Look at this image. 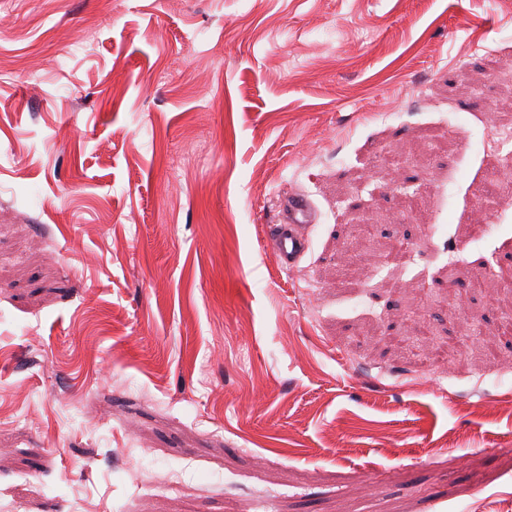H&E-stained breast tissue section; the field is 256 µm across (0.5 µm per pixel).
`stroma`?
<instances>
[{
    "mask_svg": "<svg viewBox=\"0 0 512 512\" xmlns=\"http://www.w3.org/2000/svg\"><path fill=\"white\" fill-rule=\"evenodd\" d=\"M511 116L512 0H0V512H507ZM285 220L273 225L269 234L270 248L286 270H292L307 248V240L299 229L312 222L311 205L301 196H292L284 205Z\"/></svg>",
    "mask_w": 512,
    "mask_h": 512,
    "instance_id": "35a3bbf8",
    "label": "stroma"
}]
</instances>
